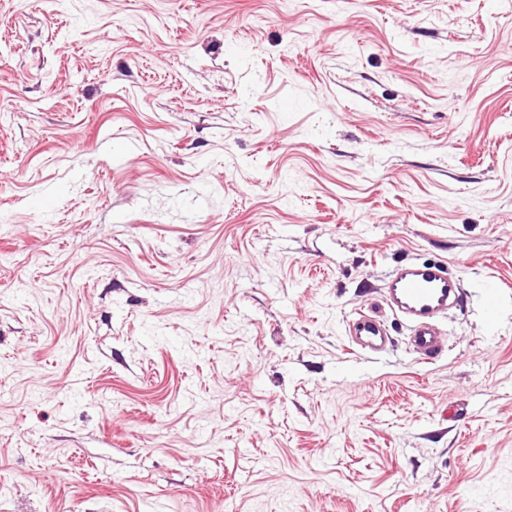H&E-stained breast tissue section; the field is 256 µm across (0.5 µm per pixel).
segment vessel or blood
I'll return each mask as SVG.
<instances>
[{"label": "vessel or blood", "mask_w": 512, "mask_h": 512, "mask_svg": "<svg viewBox=\"0 0 512 512\" xmlns=\"http://www.w3.org/2000/svg\"><path fill=\"white\" fill-rule=\"evenodd\" d=\"M389 309L409 327V346L424 360L442 353L445 341L437 322L461 295V280L443 261L407 259L394 268L382 286ZM349 343L370 354L386 352L390 336L384 321L374 312L356 313L349 323Z\"/></svg>", "instance_id": "vessel-or-blood-1"}]
</instances>
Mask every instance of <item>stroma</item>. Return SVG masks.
I'll return each mask as SVG.
<instances>
[{
	"label": "stroma",
	"instance_id": "stroma-1",
	"mask_svg": "<svg viewBox=\"0 0 512 512\" xmlns=\"http://www.w3.org/2000/svg\"><path fill=\"white\" fill-rule=\"evenodd\" d=\"M0 512H512V0H0ZM461 280L443 261L407 259L394 268L382 286L389 309L409 327V346L424 360L442 353L445 341L437 321L462 291ZM348 335L354 350L370 354L386 352L391 342L384 321L373 311L357 312L349 323Z\"/></svg>",
	"mask_w": 512,
	"mask_h": 512
}]
</instances>
